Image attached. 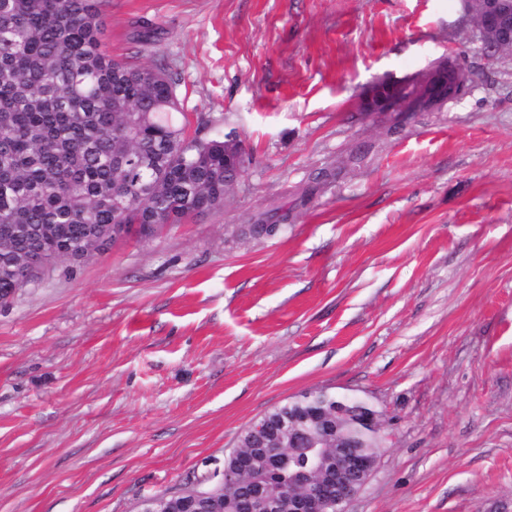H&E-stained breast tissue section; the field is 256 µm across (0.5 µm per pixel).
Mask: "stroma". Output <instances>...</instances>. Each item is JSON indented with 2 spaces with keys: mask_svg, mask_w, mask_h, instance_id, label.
<instances>
[{
  "mask_svg": "<svg viewBox=\"0 0 512 512\" xmlns=\"http://www.w3.org/2000/svg\"><path fill=\"white\" fill-rule=\"evenodd\" d=\"M104 17L112 57L164 66L192 130L235 133L252 163L223 210L57 263L0 306V512H137L319 389L383 413L346 512H512V53L482 51L464 0H106ZM449 53L474 77L457 101L359 111Z\"/></svg>",
  "mask_w": 512,
  "mask_h": 512,
  "instance_id": "stroma-1",
  "label": "stroma"
}]
</instances>
